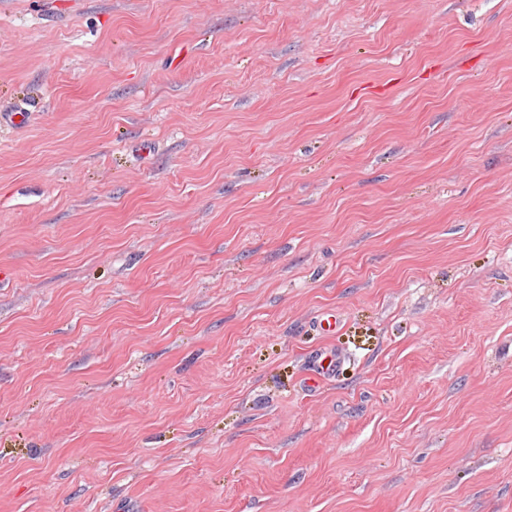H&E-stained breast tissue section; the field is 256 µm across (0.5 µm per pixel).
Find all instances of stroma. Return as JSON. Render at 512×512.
Segmentation results:
<instances>
[{
	"label": "stroma",
	"mask_w": 512,
	"mask_h": 512,
	"mask_svg": "<svg viewBox=\"0 0 512 512\" xmlns=\"http://www.w3.org/2000/svg\"><path fill=\"white\" fill-rule=\"evenodd\" d=\"M19 110L0 512H512V0H0Z\"/></svg>",
	"instance_id": "35a3bbf8"
}]
</instances>
